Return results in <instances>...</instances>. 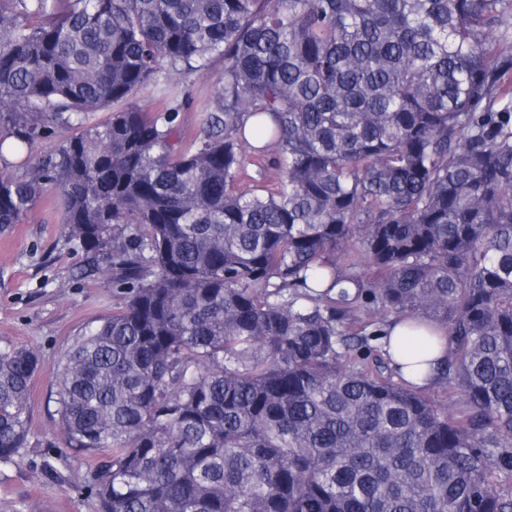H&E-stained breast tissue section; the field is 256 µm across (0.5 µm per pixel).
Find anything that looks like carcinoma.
Listing matches in <instances>:
<instances>
[{
    "instance_id": "cac0c4a2",
    "label": "carcinoma",
    "mask_w": 512,
    "mask_h": 512,
    "mask_svg": "<svg viewBox=\"0 0 512 512\" xmlns=\"http://www.w3.org/2000/svg\"><path fill=\"white\" fill-rule=\"evenodd\" d=\"M494 27L512 0H0V154L32 156L0 176V232L59 191L123 301L58 371L65 447L107 451L99 512H512ZM217 61L188 142L179 80ZM62 125L81 131L32 155ZM248 145L275 155L274 189H235ZM364 294L444 330L448 405L355 362ZM38 368L0 350V464L28 445Z\"/></svg>"
}]
</instances>
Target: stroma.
Instances as JSON below:
<instances>
[{
  "label": "stroma",
  "mask_w": 512,
  "mask_h": 512,
  "mask_svg": "<svg viewBox=\"0 0 512 512\" xmlns=\"http://www.w3.org/2000/svg\"><path fill=\"white\" fill-rule=\"evenodd\" d=\"M221 65L181 83L192 99L180 114L197 132L196 103L220 86ZM58 195L39 200L22 223L0 233V349L23 345L40 358L28 400L29 444L14 464L0 465V512H99L86 485L104 456L64 445L57 367L88 324L109 316L117 301L112 277L90 260L62 224Z\"/></svg>",
  "instance_id": "stroma-1"
}]
</instances>
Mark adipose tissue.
<instances>
[{"mask_svg":"<svg viewBox=\"0 0 512 512\" xmlns=\"http://www.w3.org/2000/svg\"><path fill=\"white\" fill-rule=\"evenodd\" d=\"M410 334L406 322H394L384 328L380 343L391 364L398 368L404 379L419 385L433 383L435 369L445 359L446 344L437 342L427 352L410 351L404 346V341Z\"/></svg>","mask_w":512,"mask_h":512,"instance_id":"ef3b65f1","label":"adipose tissue"}]
</instances>
